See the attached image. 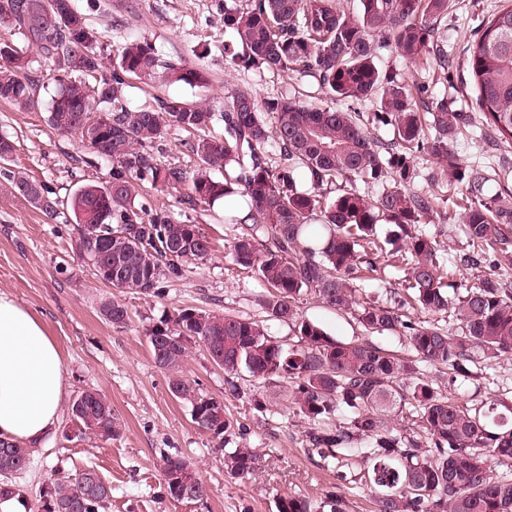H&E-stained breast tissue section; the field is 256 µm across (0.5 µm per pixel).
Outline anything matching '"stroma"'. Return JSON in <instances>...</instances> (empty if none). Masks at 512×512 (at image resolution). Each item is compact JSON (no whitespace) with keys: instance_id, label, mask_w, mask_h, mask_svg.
<instances>
[{"instance_id":"obj_1","label":"stroma","mask_w":512,"mask_h":512,"mask_svg":"<svg viewBox=\"0 0 512 512\" xmlns=\"http://www.w3.org/2000/svg\"><path fill=\"white\" fill-rule=\"evenodd\" d=\"M102 34L100 49L112 62L125 41L144 39L164 57L203 64L208 89L169 85L160 81L131 89V105L156 104L179 97L209 99L222 105L231 88L252 90L258 99L301 93L303 101L319 103L322 94L314 79L295 80L283 74L230 68L224 61L225 32L215 9L216 0H75ZM503 0H453L446 35L452 68L447 92L459 103L470 104L473 93L462 80L467 74V42L479 30L484 16L501 9ZM206 58H198L202 48ZM33 70L41 75L37 102L19 109L0 101V134L12 139L10 166L26 171L67 201L83 184L108 179L111 166L82 145L79 138L55 133L48 125V106L56 93L49 62L34 54ZM456 150L464 164L482 176L496 178L512 170V147L497 145L484 128H472ZM447 218L436 220L432 232L441 234L451 255V281L457 288L471 285L477 270L459 259L462 239L460 211L448 207ZM193 216L211 237V255L192 265L183 279L168 283L161 295L146 297L119 292L98 280L79 256L77 234L64 206L50 216L19 195L0 174V292L28 307L44 324L58 346L64 376V403L83 390L105 394L122 423L118 437L102 440L76 437L68 416H61L47 446L33 448L28 471L15 483L26 512H43L58 480L87 468L96 469L112 486L109 512H277L281 497L312 501L336 494L345 512H373L370 486L355 482L358 468L325 463L309 450L308 420L289 403L287 379L263 380L241 372L227 375L212 363L205 349L190 344L183 372L199 393L222 399L228 414L243 428L232 445L255 449L259 466L255 476L241 479L224 471V449L202 431L191 416V404L175 398L168 380L156 367L146 331L162 317L180 308L251 318L265 322L267 331L285 346L301 339L287 324L268 319L262 300L267 286L251 269L236 265L229 254L239 233L224 221L223 206L197 209ZM123 304L125 325L105 321L98 308L103 300ZM303 318L319 322L334 339L349 342L363 332L347 314L324 307L315 299L302 301ZM469 378L445 372L437 383L442 392L468 407L490 405L501 398L512 402V358L471 366ZM267 402L257 410L254 398ZM187 460L208 489L200 502H179L164 487L165 457Z\"/></svg>"}]
</instances>
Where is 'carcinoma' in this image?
<instances>
[{"label": "carcinoma", "instance_id": "1", "mask_svg": "<svg viewBox=\"0 0 512 512\" xmlns=\"http://www.w3.org/2000/svg\"><path fill=\"white\" fill-rule=\"evenodd\" d=\"M449 0H222L217 5L233 41L224 60L234 69L314 78L330 103L307 104L296 96L258 102L252 91L224 94L222 110L205 100L168 98L134 107L132 81L159 79L191 88L208 84L206 72L163 59L146 41L128 40L103 70L101 33L74 0H0V24L21 30L31 48L53 63L58 89L49 104L48 125L59 135H79L91 152L112 163L110 179L86 184L68 201L76 225L77 250L96 253L94 274L122 293L158 296L180 279L188 265L207 258L210 238L190 215H175L140 199L149 183L162 192L187 186V209L230 199L228 223L241 226L230 246L233 261L254 269L270 288L267 317L295 326L302 345L286 348L255 320L183 308L163 318L146 336L155 365L167 376L171 394L187 400L203 431L224 443L235 434L224 401L195 391L183 375L187 343L202 345L213 362L233 375L288 379V401L313 422L309 443L323 459L352 451L363 441L367 478L379 487L375 512H512V477L493 464L512 463V418L488 421L452 400L422 370L444 367L467 377L480 356H512V289L498 270L512 266V192L478 197L481 176L456 152L462 131L491 128L497 143L512 146V5L482 21L469 51V83L476 111L453 108L448 93V53L442 22ZM389 52L420 65L413 85L377 60ZM22 49L0 43V100L19 108L35 103L40 79ZM79 78H74V75ZM92 79L89 84L86 79ZM369 101L362 115L336 102ZM99 125L80 133L83 122ZM222 132L215 133V125ZM382 127L392 138L384 144ZM174 129L192 134L184 142L196 165L163 160L161 146ZM274 148L273 159L268 148ZM435 160L438 178L460 189L463 234L473 265L488 262L463 296L448 291V248L434 223L444 199L411 188L418 177L416 155ZM13 188L47 213L59 201L43 183L22 171ZM376 184L374 196L357 182ZM385 220L402 232L397 249L404 263L405 292L393 304L362 300L356 281L377 271L376 224ZM312 296L323 306L354 315L365 337L337 341L317 322L300 318L299 303ZM415 310L425 319H415ZM102 317L126 324L127 308L106 300ZM451 315L446 326L437 317ZM384 333L406 338L409 356L395 355L371 340ZM352 413L344 425L330 420L340 409ZM409 412L405 423L388 418ZM79 435L109 440L120 422L112 403L96 389L82 391L68 408ZM31 463L27 448L0 439V501L16 496L13 480ZM189 465L179 456L164 460L167 493L198 502L207 487L189 489L174 473ZM249 448L224 454L227 473L255 472ZM112 486L93 468L57 483L44 512H106ZM278 512H343L328 496L319 503L284 496Z\"/></svg>", "mask_w": 512, "mask_h": 512}]
</instances>
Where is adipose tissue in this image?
I'll list each match as a JSON object with an SVG mask.
<instances>
[{
	"instance_id": "obj_1",
	"label": "adipose tissue",
	"mask_w": 512,
	"mask_h": 512,
	"mask_svg": "<svg viewBox=\"0 0 512 512\" xmlns=\"http://www.w3.org/2000/svg\"><path fill=\"white\" fill-rule=\"evenodd\" d=\"M64 397L58 348L45 326L0 293V437L44 445Z\"/></svg>"
}]
</instances>
